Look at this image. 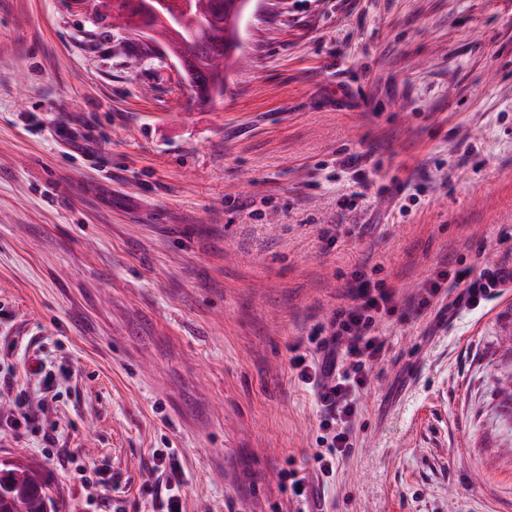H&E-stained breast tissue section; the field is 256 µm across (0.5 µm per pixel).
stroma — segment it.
Returning <instances> with one entry per match:
<instances>
[{"instance_id":"35a3bbf8","label":"stroma","mask_w":512,"mask_h":512,"mask_svg":"<svg viewBox=\"0 0 512 512\" xmlns=\"http://www.w3.org/2000/svg\"><path fill=\"white\" fill-rule=\"evenodd\" d=\"M240 37L199 105L105 0H0V375L54 383L0 459L51 512H151L160 452L184 512H296L292 470L323 512H512V284L405 307L512 254V0H251ZM359 275L399 306L324 478L291 361ZM469 275L452 274L450 270H440L426 280L417 295L409 299V305L418 312L429 308L435 299L449 298L448 308L465 304L477 308L483 300L491 296L495 288L512 283V263H501L495 270L479 274V278L468 280Z\"/></svg>"}]
</instances>
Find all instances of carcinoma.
Returning <instances> with one entry per match:
<instances>
[{"mask_svg":"<svg viewBox=\"0 0 512 512\" xmlns=\"http://www.w3.org/2000/svg\"><path fill=\"white\" fill-rule=\"evenodd\" d=\"M239 0H194V10L204 24L190 32H178L168 37L170 51L178 54L185 48L195 50L193 81L213 82L224 74L226 65L221 53V41L225 39L218 23L224 14L238 9ZM48 498L39 472L21 460L10 465H0V512H42V504Z\"/></svg>","mask_w":512,"mask_h":512,"instance_id":"carcinoma-1","label":"carcinoma"}]
</instances>
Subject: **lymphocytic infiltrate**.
<instances>
[{
    "label": "lymphocytic infiltrate",
    "instance_id": "f902f5d3",
    "mask_svg": "<svg viewBox=\"0 0 512 512\" xmlns=\"http://www.w3.org/2000/svg\"><path fill=\"white\" fill-rule=\"evenodd\" d=\"M506 283H512V263H501L474 280L441 270L423 283L409 304L421 312L434 300L447 298L452 305L475 308ZM347 297L348 304L329 320L314 355L291 362L298 380L313 386L320 405L324 448L315 454L314 462L325 477L333 474L339 457L352 449L350 424L357 413L358 394L366 384V363L384 349L378 323L396 307L393 290L372 285L367 279L360 280Z\"/></svg>",
    "mask_w": 512,
    "mask_h": 512
}]
</instances>
